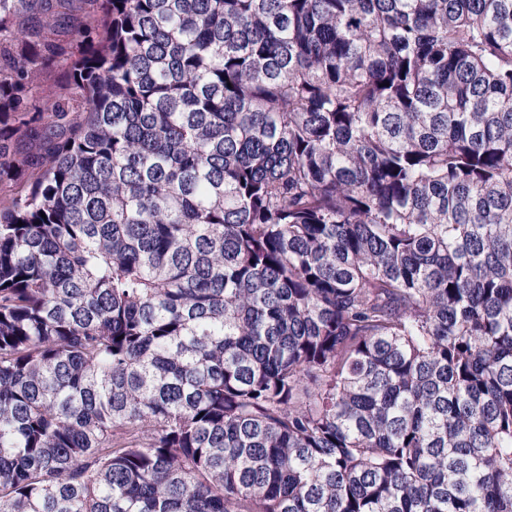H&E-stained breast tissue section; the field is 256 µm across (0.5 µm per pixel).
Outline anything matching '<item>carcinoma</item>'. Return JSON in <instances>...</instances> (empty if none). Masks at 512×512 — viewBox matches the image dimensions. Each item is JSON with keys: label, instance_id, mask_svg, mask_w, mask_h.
Instances as JSON below:
<instances>
[{"label": "carcinoma", "instance_id": "1", "mask_svg": "<svg viewBox=\"0 0 512 512\" xmlns=\"http://www.w3.org/2000/svg\"><path fill=\"white\" fill-rule=\"evenodd\" d=\"M92 2L0 0V512H512V0ZM61 68L43 72L33 78V88L41 102H50L57 92V76Z\"/></svg>", "mask_w": 512, "mask_h": 512}]
</instances>
